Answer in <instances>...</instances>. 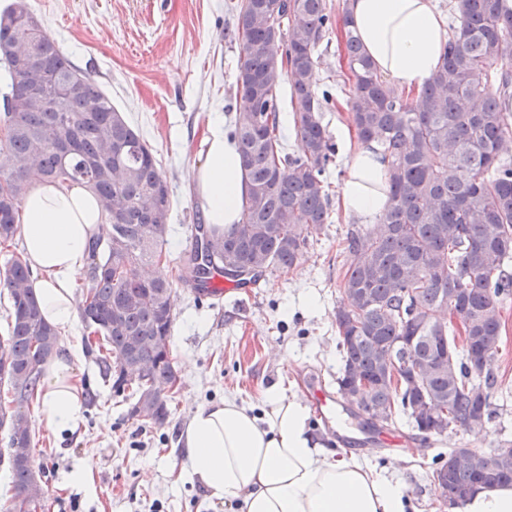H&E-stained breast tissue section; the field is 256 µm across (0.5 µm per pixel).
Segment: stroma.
<instances>
[{"mask_svg":"<svg viewBox=\"0 0 512 512\" xmlns=\"http://www.w3.org/2000/svg\"><path fill=\"white\" fill-rule=\"evenodd\" d=\"M238 0H27L47 34L71 60L87 71L111 96L113 104L153 148L170 189L168 226L170 263H178L190 244V227L206 213L192 178L204 160L208 122L223 112L234 122L240 97L235 81L239 46L228 36ZM319 90L329 91L335 105L323 114L328 132L347 124V95L354 78L344 58L339 31L317 47ZM358 223L341 208L333 221L310 238L299 265L260 280L251 296L214 302L175 284L174 322L169 347L180 389L169 404L163 427L128 415L132 400L105 383L77 323L60 340L61 353H76V373L86 410L75 432L53 434L31 422L34 464L44 468V512H237L236 506L209 497L183 472L178 438L192 409L224 397L262 409L265 391L278 384L286 396L308 399L311 383L335 388L340 367L334 315L341 294L336 255ZM313 295L317 311L300 301ZM502 350L496 361L503 391L497 415L482 430H458L428 439L406 434L411 458L394 453L381 428L356 417L345 405L344 422L351 437L337 442L322 425L313 434L325 447L344 455L365 449L376 472L408 487L416 512H442L431 472L437 455L467 446L488 453L512 442V300L501 309ZM94 459L93 477L72 481L86 459Z\"/></svg>","mask_w":512,"mask_h":512,"instance_id":"stroma-1","label":"stroma"}]
</instances>
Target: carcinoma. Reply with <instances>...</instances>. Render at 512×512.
<instances>
[{"label":"carcinoma","mask_w":512,"mask_h":512,"mask_svg":"<svg viewBox=\"0 0 512 512\" xmlns=\"http://www.w3.org/2000/svg\"><path fill=\"white\" fill-rule=\"evenodd\" d=\"M450 8L442 64L412 101L381 80L347 9L336 18L326 0H240L230 37L240 44L241 112L231 135L248 195L228 230L195 225V247L173 277L162 266L170 189L152 148L25 0L7 10L10 23H0L8 88L0 114V245L14 239L21 201L35 183L74 182L97 195L106 225L90 250L82 293L81 317L91 329L85 346L115 392L131 390V417L162 426L169 416L174 281L202 290L216 271L242 284L268 270L286 273L332 223L326 170L336 146L322 121L331 95L317 90L316 48L339 23L355 78L349 120L359 141L378 140L389 158L390 207L382 223L350 233L341 251L338 392L367 383L357 398L367 423L389 426L403 416L423 438L481 429L494 418L500 308L512 299L505 271L512 261V11L502 0H454ZM45 69L73 85L65 104L43 87ZM286 111L299 142L294 153L279 134ZM29 281L20 254L0 274L11 301L0 383L22 401L36 396L41 366L59 345ZM161 392L164 400L140 406ZM8 414L0 405L9 448H32L28 422L6 424ZM453 453L440 455L432 470L448 508H462L479 486L512 485V453L489 468L452 463ZM9 466L12 498L44 503L31 461Z\"/></svg>","instance_id":"1"}]
</instances>
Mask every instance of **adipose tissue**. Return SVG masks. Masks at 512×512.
Listing matches in <instances>:
<instances>
[{
  "label": "adipose tissue",
  "instance_id": "ef3b65f1",
  "mask_svg": "<svg viewBox=\"0 0 512 512\" xmlns=\"http://www.w3.org/2000/svg\"><path fill=\"white\" fill-rule=\"evenodd\" d=\"M355 33L380 75L400 90H417L438 70L449 23L436 0H347ZM204 162L193 177L211 224L237 223L247 193L236 142L222 119L208 128ZM347 175L340 187L344 212L376 224L390 201L387 162L375 145H345ZM21 245L46 320L69 331L76 320L74 284L94 240L104 233L100 205L88 188L33 186L21 203ZM265 411L228 398L198 407L181 435L184 473L211 497L239 512H406L407 486L372 472L358 458H337L314 440L309 411L271 386ZM84 398L70 358L43 366L36 418L54 433L75 431Z\"/></svg>",
  "mask_w": 512,
  "mask_h": 512
}]
</instances>
